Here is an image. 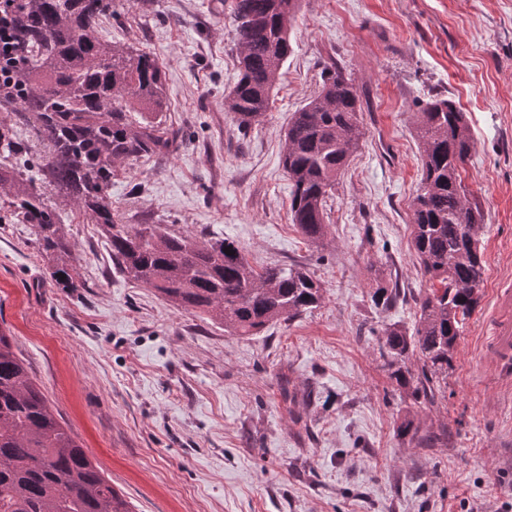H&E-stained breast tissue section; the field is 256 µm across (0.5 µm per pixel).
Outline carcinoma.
Segmentation results:
<instances>
[{"instance_id":"cac0c4a2","label":"carcinoma","mask_w":512,"mask_h":512,"mask_svg":"<svg viewBox=\"0 0 512 512\" xmlns=\"http://www.w3.org/2000/svg\"><path fill=\"white\" fill-rule=\"evenodd\" d=\"M299 0H231L238 78L224 111L241 127L271 108L277 75L292 44ZM112 0H0V211L31 225L38 252L63 288H81L69 225L45 190L74 205L106 239L112 265L128 281L172 306L207 316L237 336H254L317 307L325 287L305 268L258 271L228 239L199 242L164 224H120L112 213V178L123 167L163 155L179 131L159 118L167 106L158 57L102 38ZM139 109L142 121L131 119ZM357 88L326 68L320 91L293 112L282 161L291 185L290 219L312 242L328 235L326 198L361 138ZM41 146L37 168L18 163ZM421 178L413 199L411 245L422 273L440 284L418 303L412 332L391 324L379 352L413 400L434 403L448 380L466 320L480 304L484 264L481 206L467 197L461 169L473 141L467 113L444 98L417 113ZM231 254H226L225 250ZM398 285L374 300L400 298ZM420 363L417 374L407 366ZM0 512H131L99 467L55 418L11 339L0 330Z\"/></svg>"}]
</instances>
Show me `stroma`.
Listing matches in <instances>:
<instances>
[{
	"mask_svg": "<svg viewBox=\"0 0 512 512\" xmlns=\"http://www.w3.org/2000/svg\"><path fill=\"white\" fill-rule=\"evenodd\" d=\"M101 29L164 63L162 120L183 137L113 180L121 223L226 238L254 267L298 265L326 288L310 312L233 336L124 280L73 206L76 289L55 284L28 225L0 224V330L132 512H512V368L489 363L481 314L512 281V0H302L272 107L246 130L224 110L227 0H116ZM330 63L363 95L362 137L313 243L290 220L282 138ZM434 97L468 115L485 280L441 398L417 404L379 347L432 286L410 233L414 120ZM391 282L404 300L374 305ZM408 420L430 445L399 436Z\"/></svg>",
	"mask_w": 512,
	"mask_h": 512,
	"instance_id": "35a3bbf8",
	"label": "stroma"
}]
</instances>
